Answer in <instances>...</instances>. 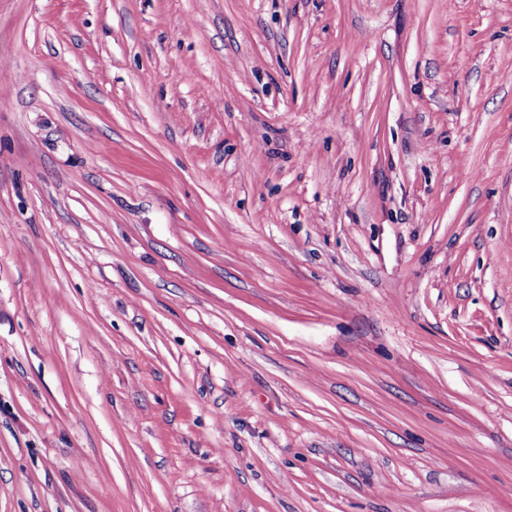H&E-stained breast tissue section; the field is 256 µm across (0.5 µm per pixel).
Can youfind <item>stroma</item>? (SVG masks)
<instances>
[{
  "label": "stroma",
  "mask_w": 512,
  "mask_h": 512,
  "mask_svg": "<svg viewBox=\"0 0 512 512\" xmlns=\"http://www.w3.org/2000/svg\"><path fill=\"white\" fill-rule=\"evenodd\" d=\"M0 512H512V0H0Z\"/></svg>",
  "instance_id": "stroma-1"
}]
</instances>
